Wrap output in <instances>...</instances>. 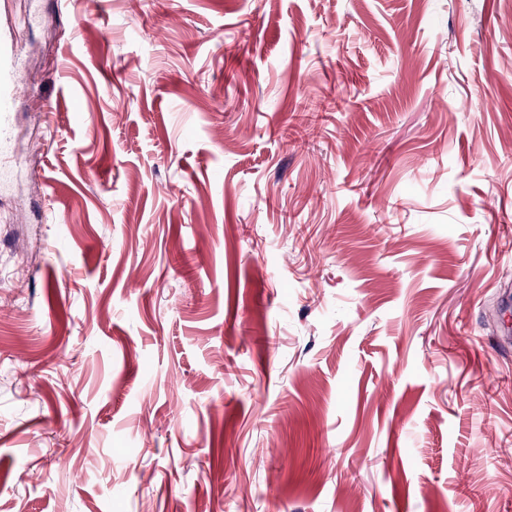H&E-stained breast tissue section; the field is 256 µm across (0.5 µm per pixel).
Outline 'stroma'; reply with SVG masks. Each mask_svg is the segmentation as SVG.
Segmentation results:
<instances>
[{
  "label": "stroma",
  "instance_id": "obj_1",
  "mask_svg": "<svg viewBox=\"0 0 512 512\" xmlns=\"http://www.w3.org/2000/svg\"><path fill=\"white\" fill-rule=\"evenodd\" d=\"M0 27V512H512V0ZM10 35L0 33V144L3 153L11 112L20 89V78L13 64Z\"/></svg>",
  "mask_w": 512,
  "mask_h": 512
}]
</instances>
